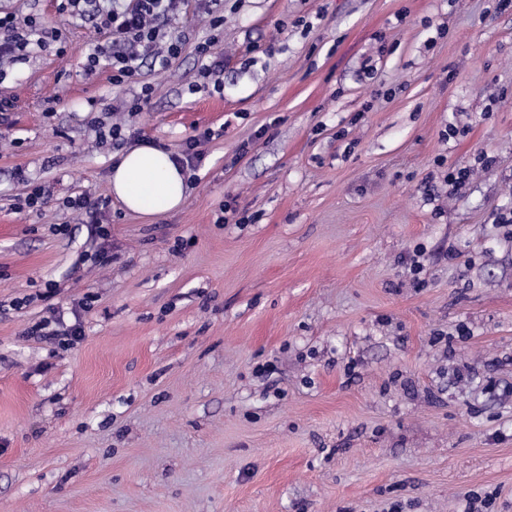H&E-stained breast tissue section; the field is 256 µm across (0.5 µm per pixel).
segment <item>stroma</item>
Returning <instances> with one entry per match:
<instances>
[{"mask_svg": "<svg viewBox=\"0 0 512 512\" xmlns=\"http://www.w3.org/2000/svg\"><path fill=\"white\" fill-rule=\"evenodd\" d=\"M0 8L67 49L0 79V512H512V5L186 0L134 113L93 15ZM196 135L181 207L127 212L123 152Z\"/></svg>", "mask_w": 512, "mask_h": 512, "instance_id": "stroma-1", "label": "stroma"}]
</instances>
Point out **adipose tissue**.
Segmentation results:
<instances>
[{
  "label": "adipose tissue",
  "instance_id": "ef3b65f1",
  "mask_svg": "<svg viewBox=\"0 0 512 512\" xmlns=\"http://www.w3.org/2000/svg\"><path fill=\"white\" fill-rule=\"evenodd\" d=\"M113 195L132 213L159 216L180 207L187 174L169 152L148 144L129 148L110 175Z\"/></svg>",
  "mask_w": 512,
  "mask_h": 512
}]
</instances>
